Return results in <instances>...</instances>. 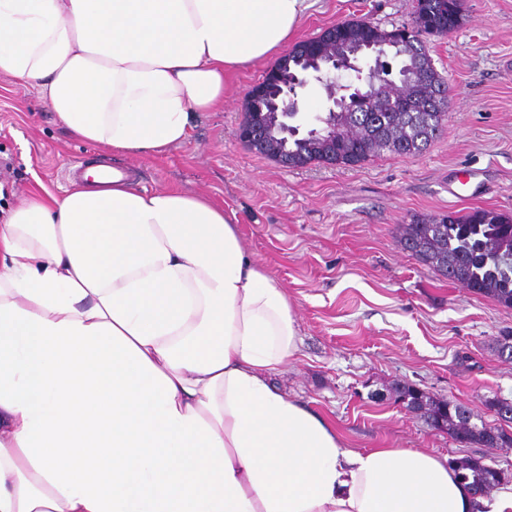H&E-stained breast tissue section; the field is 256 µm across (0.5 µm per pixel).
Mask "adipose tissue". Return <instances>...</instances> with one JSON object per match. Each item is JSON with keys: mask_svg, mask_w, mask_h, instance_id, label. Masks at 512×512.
Wrapping results in <instances>:
<instances>
[{"mask_svg": "<svg viewBox=\"0 0 512 512\" xmlns=\"http://www.w3.org/2000/svg\"><path fill=\"white\" fill-rule=\"evenodd\" d=\"M310 0H0V76L65 131L149 157ZM285 291L208 199L114 172L0 224V512H472L447 462L349 448L271 381Z\"/></svg>", "mask_w": 512, "mask_h": 512, "instance_id": "ef3b65f1", "label": "adipose tissue"}]
</instances>
